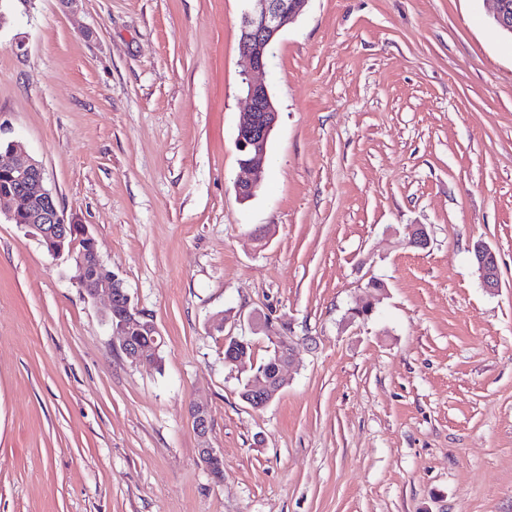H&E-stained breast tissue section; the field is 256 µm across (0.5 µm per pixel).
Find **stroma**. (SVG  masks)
<instances>
[{
    "mask_svg": "<svg viewBox=\"0 0 512 512\" xmlns=\"http://www.w3.org/2000/svg\"><path fill=\"white\" fill-rule=\"evenodd\" d=\"M245 7L7 4L5 136L164 344L132 364L106 296L0 218V512H512V39L489 0H309L268 56L279 117L244 201ZM253 316L295 344L260 410ZM490 251L487 245H475L473 248L474 263L480 276L481 284L489 292H495L500 286V275L496 263H491L490 259L484 258V252Z\"/></svg>",
    "mask_w": 512,
    "mask_h": 512,
    "instance_id": "obj_1",
    "label": "stroma"
}]
</instances>
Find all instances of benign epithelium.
<instances>
[{
	"instance_id": "1",
	"label": "benign epithelium",
	"mask_w": 512,
	"mask_h": 512,
	"mask_svg": "<svg viewBox=\"0 0 512 512\" xmlns=\"http://www.w3.org/2000/svg\"><path fill=\"white\" fill-rule=\"evenodd\" d=\"M241 16L239 51L246 63L243 83L246 84L248 108L241 113L237 126L236 148L240 153L239 164L248 177L239 180L235 189L239 198L253 197L259 188L265 170L268 143L275 128L278 112L268 87L254 79L253 74L264 70L271 47L289 24L303 12L308 0H251ZM492 16L500 27L512 31V3L509 0H492ZM0 150L9 155V161L0 163V176L8 179L9 186L0 189V210L8 220L32 232L51 255H66L74 260L75 280L83 293L97 297L108 294L106 319L112 335L118 337L121 349L135 364L158 365V343L161 332L153 316L138 309L124 287V282L101 260L96 241L87 227L69 221L60 209L56 197L44 185V169L16 140L0 139ZM408 242L425 249L429 234L422 224L406 228ZM490 250L486 245L473 248L474 263L481 284L489 292L500 286L498 266L484 258ZM294 362V352L273 353V374L257 373L249 382L248 403L266 406L272 402L284 385L283 369ZM191 415L197 435L206 439L210 429L208 409L200 404L192 407ZM199 458L210 475L223 480L224 457L218 448L201 447Z\"/></svg>"
}]
</instances>
